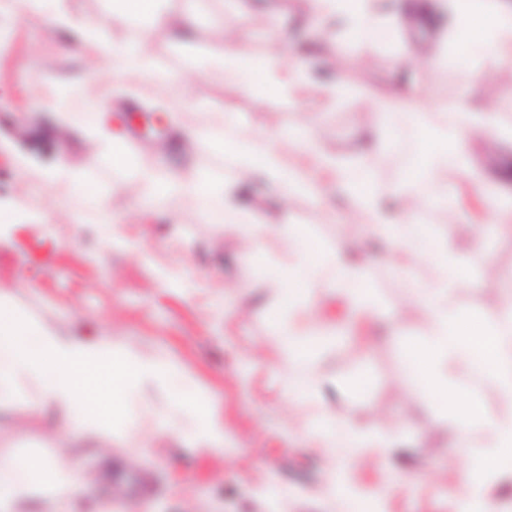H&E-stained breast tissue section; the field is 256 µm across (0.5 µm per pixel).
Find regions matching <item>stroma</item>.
I'll use <instances>...</instances> for the list:
<instances>
[{
    "label": "stroma",
    "instance_id": "1",
    "mask_svg": "<svg viewBox=\"0 0 512 512\" xmlns=\"http://www.w3.org/2000/svg\"><path fill=\"white\" fill-rule=\"evenodd\" d=\"M405 2L393 34L382 39L374 33L356 44V61L344 69L349 87L334 94L323 82L336 65L310 25L307 0H164L171 19L193 10L198 23L190 42L215 58L224 49L223 35L211 25L215 17L228 24L249 15L251 33L236 47L253 63L266 62L275 29L290 37L280 68H291L296 47L312 46L311 79L288 104L226 90L217 70L186 65L176 27L149 30L110 16L107 0H63V6L98 23L101 38L144 41L175 71L178 84L117 76L108 59L92 64L87 54L64 52L40 17L16 5L0 8V36L6 39L0 46V208L13 215L0 226V294L49 332L106 340L113 350L147 360L163 357L182 375L168 386L135 387L121 427L92 435L73 430L69 411L44 399L40 380H18L8 402L0 403V456H38L61 473L79 465L93 489L87 498H74V512H119L124 501L136 512H350L348 501L327 484V448L309 435L312 419L325 411L341 422H370L390 440L385 454L355 448L334 461L362 494L379 497L383 512H457L470 462L451 448V424L400 382L405 345L425 341L431 329L404 282L433 283V262L372 255L366 284L381 301L378 318L351 317L329 273H322L314 315L347 333L291 365L272 319L280 308L278 291L248 259L251 244L234 225L212 221L183 196L144 211L137 207L140 170L162 167L189 180L215 165V158L184 145L181 130L223 117L273 139L298 128L310 131L339 161L367 167L380 194H394L408 162L395 155L393 142L410 134L411 126L382 124L374 100L396 97L411 85L421 92L420 105L444 102L453 110L482 76L487 91L479 109L491 121L481 135L466 137L464 167L439 174L453 214L445 217L429 206L421 219L432 225L433 241L447 243L472 265V283L453 288L449 307L490 308V292L512 274V231L494 224L483 192L491 185L512 194V82L490 51L457 54L441 65L414 58L398 67L395 59L408 45L426 42L439 54L446 47L439 26H405L418 0ZM92 69L111 98L106 121L128 141L131 162L124 171L106 163L89 115L65 122L43 106L54 89L85 83ZM176 95L181 111H164ZM129 101L136 111L126 110ZM24 157L35 159L36 167L21 170ZM52 164L82 176L105 198V208L77 197L71 181L44 184L43 169ZM251 203L259 208V246L268 263L294 258L282 232L284 217L309 226L330 250L345 236L368 234L366 217L339 191L284 198L263 185ZM115 213L121 222L114 227ZM360 372L368 375L365 388L349 393L346 380ZM292 375L307 379L315 394L289 397L285 383ZM181 392L209 399L223 442L198 435L177 403Z\"/></svg>",
    "mask_w": 512,
    "mask_h": 512
}]
</instances>
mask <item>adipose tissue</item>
Segmentation results:
<instances>
[{
  "instance_id": "adipose-tissue-1",
  "label": "adipose tissue",
  "mask_w": 512,
  "mask_h": 512,
  "mask_svg": "<svg viewBox=\"0 0 512 512\" xmlns=\"http://www.w3.org/2000/svg\"><path fill=\"white\" fill-rule=\"evenodd\" d=\"M23 10L42 15L48 26L77 32L79 41L66 44L69 52L92 47L95 54L114 59L119 73H133L151 83H173L171 72L150 54L141 42L102 41L94 38V24L78 20L60 10L58 0H16ZM449 13L451 24L448 38L451 45L466 49H497L512 44V11L505 10L499 0H438ZM109 12L130 21H144L164 28L170 19L162 0H108ZM309 11L314 18L325 15L342 17L346 26L340 37L330 40L329 53L337 66L350 59L358 38L371 29L391 27L390 19L373 12L369 0H310ZM245 25H238L224 44V53L215 64L224 70V84L232 90L244 89L257 97L274 95L294 96L307 80V61L299 59L294 69L283 71L274 66L289 41L287 31H272L268 43L269 61L253 64L243 61L236 53V38L246 36ZM86 108L96 114V135L106 143V160L113 169L121 170L130 162L123 139L112 135L104 117L110 108L109 100L93 93L86 99ZM432 111L442 114L439 122L428 120L423 109H415L410 119L423 142L424 159L400 184L403 199L401 214L386 218L379 210L378 197L364 167L340 166L335 158L317 143L313 134H289L286 146L295 154L307 157L321 170L332 176L331 185L344 189L356 207L370 218L372 236L383 239L391 251L409 256H431L438 276L430 286L410 282L406 288L413 299L424 308L432 322L425 342L406 348L401 369V381L412 392L434 399L454 428L455 451L471 459L467 471V491L460 501L459 512H493L488 490L497 485L506 473V461L512 460V417L489 411L467 387L454 378L459 362L472 364L493 378L501 394L512 397V291L501 293L497 306L486 312L472 313L450 310L448 296L452 285L470 279V267L459 260L448 247L425 252L422 243L429 240L428 225L415 216L417 207L429 201H442L447 195L439 181V170L463 166L461 148L463 137L479 134L472 125L468 110L449 111L447 105L434 104ZM186 139L195 149L223 157L234 170L227 176L217 170L199 171L194 179L184 181L171 172L145 169L140 173L144 188L143 203L162 200L180 194L197 201L206 214H220L233 208L241 184L253 177H262L282 195L297 191L324 195L326 186L312 179L303 167L287 166L281 146L263 136H243L232 120L213 128L187 130ZM288 238L296 248V259L288 266L268 265L271 284L287 294L293 304L287 314L278 316L277 334L284 353L290 361L307 358L319 346L336 339V329L319 322L297 324L300 310L314 307L312 284L318 270L333 267L336 281L353 315L377 317L381 304L365 284V265L345 260L346 250L361 248L360 240L345 237L335 252L329 253L307 230L290 224ZM486 434L484 446H474L472 434ZM36 474L48 484L60 477L50 462L42 458H0V512H9L23 489L21 474Z\"/></svg>"
}]
</instances>
